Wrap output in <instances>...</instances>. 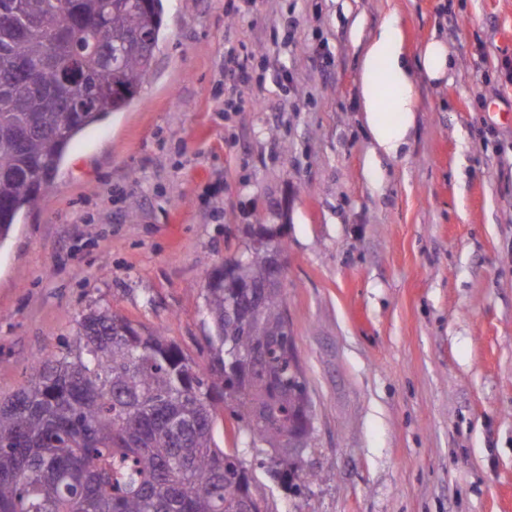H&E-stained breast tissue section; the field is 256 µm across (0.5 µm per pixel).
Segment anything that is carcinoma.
Listing matches in <instances>:
<instances>
[{
    "label": "carcinoma",
    "instance_id": "1",
    "mask_svg": "<svg viewBox=\"0 0 512 512\" xmlns=\"http://www.w3.org/2000/svg\"><path fill=\"white\" fill-rule=\"evenodd\" d=\"M0 0L17 33L0 27V243L18 215L37 207L74 138L121 111L151 73L162 4L149 0ZM60 82L84 59L71 96L83 110L9 79L15 59ZM26 150L15 152L19 133ZM244 288H205L208 376L159 330L144 331L108 309H89L76 341L29 365L27 385L0 401V512H265L235 449L213 439L216 400L234 406L252 442L281 448L276 472L306 480L303 457L285 451L290 425L312 406L290 329L284 289L265 298L261 326L232 313ZM259 351L258 364L240 359Z\"/></svg>",
    "mask_w": 512,
    "mask_h": 512
}]
</instances>
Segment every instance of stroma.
Wrapping results in <instances>:
<instances>
[{
	"instance_id": "35a3bbf8",
	"label": "stroma",
	"mask_w": 512,
	"mask_h": 512,
	"mask_svg": "<svg viewBox=\"0 0 512 512\" xmlns=\"http://www.w3.org/2000/svg\"><path fill=\"white\" fill-rule=\"evenodd\" d=\"M152 73L70 145L0 243V398L102 307L210 362L205 288L259 228L286 245L313 403L290 491L217 402L266 512H512V0H162ZM418 61L403 152L373 158L360 56ZM262 81L224 109L229 51ZM418 66L429 79L441 81L451 72L453 60L448 53V48L441 40H432L425 46L421 64Z\"/></svg>"
}]
</instances>
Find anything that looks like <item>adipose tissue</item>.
<instances>
[{
  "mask_svg": "<svg viewBox=\"0 0 512 512\" xmlns=\"http://www.w3.org/2000/svg\"><path fill=\"white\" fill-rule=\"evenodd\" d=\"M453 60L446 45L430 41L419 67L402 54L394 21H386L367 44L360 61L361 104L374 152L397 157L407 143L414 123L416 70L434 81L447 78Z\"/></svg>",
  "mask_w": 512,
  "mask_h": 512,
  "instance_id": "1",
  "label": "adipose tissue"
}]
</instances>
